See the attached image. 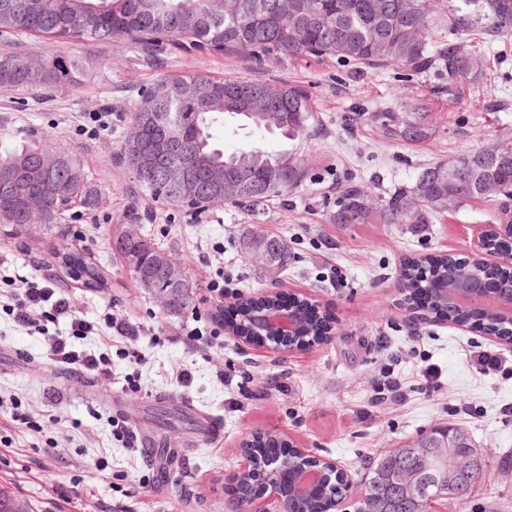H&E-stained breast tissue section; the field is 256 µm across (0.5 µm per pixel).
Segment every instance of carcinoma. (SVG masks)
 <instances>
[{
  "label": "carcinoma",
  "mask_w": 512,
  "mask_h": 512,
  "mask_svg": "<svg viewBox=\"0 0 512 512\" xmlns=\"http://www.w3.org/2000/svg\"><path fill=\"white\" fill-rule=\"evenodd\" d=\"M440 8L445 32L431 31L432 13ZM0 33L57 41L110 42L123 39L150 55L158 47L175 52L215 54L229 61L246 55L258 64L275 58H334L361 69L392 68L437 80L435 88L455 98L462 85L485 77L495 61L493 45L512 35V0H0ZM79 62L48 56L35 65L19 55L0 57V87L41 88L65 83ZM428 99L417 98L409 113L377 115L385 135L421 142L429 134ZM227 117L294 141L310 127L312 111L304 89L277 87L262 80L206 75L165 79L142 95L129 114L130 134L119 160L155 201L201 213L227 202L263 205L295 189L308 176L292 152L272 153L259 147L227 155L213 139L215 122ZM462 177L448 182V164L422 169L410 186L372 204V194L358 185L345 188L329 219L334 224H423L428 217L469 202L512 199V140L499 139L457 157ZM99 191L86 178L82 158L45 144L17 150L0 142V224L20 233L33 218L46 230L73 204L90 208ZM112 252L123 258L139 287L167 295V308L180 315L191 305L188 276L168 279L175 261L152 242L139 224L112 232ZM241 252L265 257L263 271L277 278L288 267V243L261 231L246 230ZM485 250L507 258L512 242L496 236ZM67 275L90 290L108 288L100 264L73 249L55 255ZM409 295L424 281L437 284L422 310L459 321L467 303H449L446 290L462 279L477 284L496 281L495 296L512 297V269L471 258L440 255L411 259L401 269ZM277 300L245 302L241 325L257 328ZM479 332L512 338V320L483 312L471 322ZM472 439L460 427L442 426L383 454L364 481L359 512H428L437 499L461 503L481 478L485 463L472 455ZM245 448L263 449L253 461L243 498L272 478L269 469L287 441L257 435ZM315 466L313 460L288 453V472L295 476ZM347 482L327 472L303 497L293 498L295 512H322L339 500Z\"/></svg>",
  "instance_id": "obj_1"
}]
</instances>
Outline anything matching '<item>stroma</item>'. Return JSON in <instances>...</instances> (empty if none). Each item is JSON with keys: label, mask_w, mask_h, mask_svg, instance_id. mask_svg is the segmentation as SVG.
<instances>
[{"label": "stroma", "mask_w": 512, "mask_h": 512, "mask_svg": "<svg viewBox=\"0 0 512 512\" xmlns=\"http://www.w3.org/2000/svg\"><path fill=\"white\" fill-rule=\"evenodd\" d=\"M503 44L508 57L496 74L464 86L456 100L430 97L431 135L406 143L388 139L374 116L430 96L422 76L333 59L257 66L245 56L234 63L200 53L145 57L121 40L38 46L1 37L0 55L82 61L76 82L49 92L0 88V140L77 153L101 196L93 209L68 211L59 234L36 224L16 236L0 226V273L50 277L68 288L85 319L116 312L144 336L138 365L115 345L111 376L94 378L50 365L46 335L19 327L0 308V489L28 512H231V478L248 465L241 445L267 433L336 462L348 488L335 512H358L369 461L455 424L470 432L484 472L465 504L440 499L429 512H512V342L414 313L399 276L408 257L474 256L486 230L512 220V201L473 202L425 224L329 220L347 184L381 199L410 185L422 167L512 136V36ZM194 74L303 87L314 115L303 139L234 121L214 126L213 135L228 154L250 145L295 152L307 180L256 213L229 203L195 213L147 196L115 159L128 115L157 81ZM93 112L107 113L109 123L95 138L82 132ZM138 222L187 270L193 299L181 315L139 288L112 252V229ZM254 225L288 242V269L277 282L236 247ZM74 248L104 264L107 291L82 288L56 263L55 253ZM217 276L243 300L273 289L316 303L330 336L281 354L225 335L197 346L191 330L216 326L218 302L206 285ZM482 351L499 360L498 369L477 368L471 356ZM184 370L189 379L181 384ZM392 378L402 381L404 402L385 398Z\"/></svg>", "instance_id": "1"}]
</instances>
